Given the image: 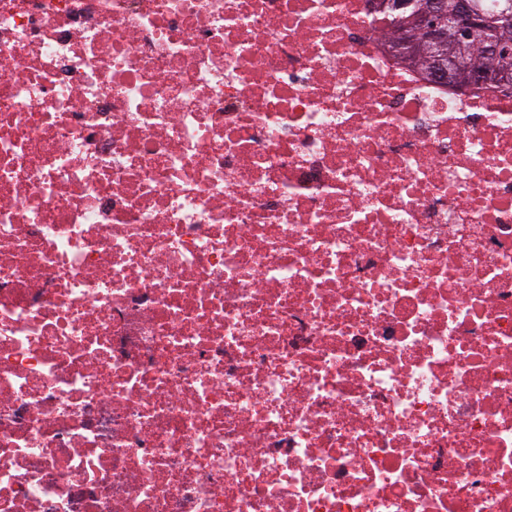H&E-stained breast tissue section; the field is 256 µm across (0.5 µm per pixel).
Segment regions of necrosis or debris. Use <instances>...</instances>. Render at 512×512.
<instances>
[{
    "label": "necrosis or debris",
    "instance_id": "obj_1",
    "mask_svg": "<svg viewBox=\"0 0 512 512\" xmlns=\"http://www.w3.org/2000/svg\"><path fill=\"white\" fill-rule=\"evenodd\" d=\"M371 0H0V512H512V93Z\"/></svg>",
    "mask_w": 512,
    "mask_h": 512
}]
</instances>
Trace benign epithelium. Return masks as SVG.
Returning a JSON list of instances; mask_svg holds the SVG:
<instances>
[{"instance_id": "7a95c632", "label": "benign epithelium", "mask_w": 512, "mask_h": 512, "mask_svg": "<svg viewBox=\"0 0 512 512\" xmlns=\"http://www.w3.org/2000/svg\"><path fill=\"white\" fill-rule=\"evenodd\" d=\"M379 11L404 16L390 50L407 59H428L429 72L456 88H466L488 79L512 88V0H502L497 12L484 13L480 0H377ZM421 38L412 37L413 31ZM481 43L489 61L477 67L470 61V41Z\"/></svg>"}]
</instances>
